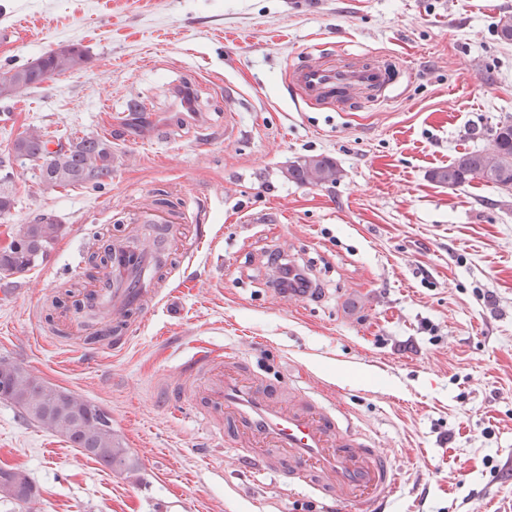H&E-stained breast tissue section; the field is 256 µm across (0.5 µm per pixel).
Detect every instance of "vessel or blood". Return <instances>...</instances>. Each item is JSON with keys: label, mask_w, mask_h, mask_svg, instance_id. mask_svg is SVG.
I'll list each match as a JSON object with an SVG mask.
<instances>
[{"label": "vessel or blood", "mask_w": 512, "mask_h": 512, "mask_svg": "<svg viewBox=\"0 0 512 512\" xmlns=\"http://www.w3.org/2000/svg\"><path fill=\"white\" fill-rule=\"evenodd\" d=\"M395 72L386 62L339 65L323 56L299 61L290 77L307 102L344 108L361 90L384 96ZM108 246L112 260L86 286L81 309L98 317L99 335H112V347L119 350L168 298L161 264L189 249L177 247L166 232L144 247L132 246L126 236L112 238ZM180 372L185 380L167 386L168 396L179 402L198 393L204 419L223 421L228 451L239 467L274 471L283 483L315 495L328 512H382L394 493L391 460L355 429L343 406L317 388L281 390L229 349L196 353Z\"/></svg>", "instance_id": "1"}]
</instances>
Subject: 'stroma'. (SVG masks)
Here are the masks:
<instances>
[{"label":"stroma","instance_id":"35a3bbf8","mask_svg":"<svg viewBox=\"0 0 512 512\" xmlns=\"http://www.w3.org/2000/svg\"><path fill=\"white\" fill-rule=\"evenodd\" d=\"M507 10L512 0H0V29L15 32L0 72L64 46L88 56L0 97L15 199L0 248L40 215L65 227L43 263L0 280V358L108 410L134 463L109 469L0 400V468L37 488L0 512H324L304 489L240 472L222 422L169 403L161 386L180 382L181 357L226 346L276 383L342 401L394 460L384 512H512V195L429 177L512 117V43L493 33ZM325 51L405 71L381 101L304 104L289 69ZM134 99L147 112L128 110ZM32 126L65 144L105 139L111 176L46 187L39 162L14 159ZM308 155L334 161L340 180L288 181ZM187 198L176 232L196 248L126 347L101 348L77 323L62 335L50 300L85 280L94 243L127 232L138 207L179 212ZM275 256L318 292L279 288Z\"/></svg>","mask_w":512,"mask_h":512}]
</instances>
